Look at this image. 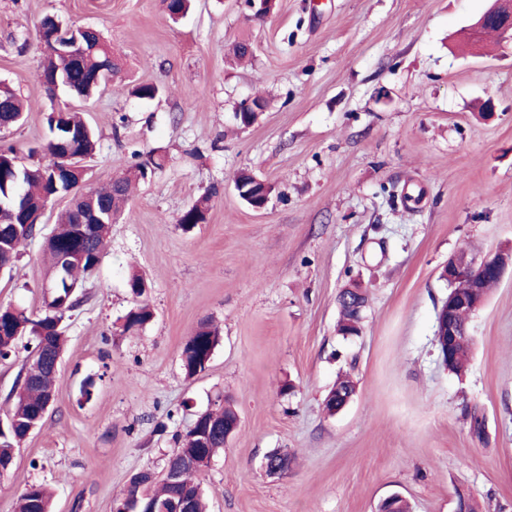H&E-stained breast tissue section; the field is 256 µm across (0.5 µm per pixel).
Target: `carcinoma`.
<instances>
[{
    "mask_svg": "<svg viewBox=\"0 0 512 512\" xmlns=\"http://www.w3.org/2000/svg\"><path fill=\"white\" fill-rule=\"evenodd\" d=\"M86 49L90 53L82 57L81 65L64 55L57 54L50 60L44 74L71 81L79 93L93 94L100 89L98 79L102 78L101 68L115 73L118 64L112 57L111 47L95 30L80 34ZM23 114V106L17 95L8 86L0 85V127L12 128L18 124ZM51 136L42 144L41 152L45 161L29 165L14 163L17 154L14 149L0 150V201L7 203L21 192L29 202L36 204L57 189H68L62 182L54 181L53 166L55 158L64 147L85 157H92L96 151L95 133L80 116L67 112L58 122L47 117ZM164 157L150 152L135 165L133 173L126 178L114 180L110 187L101 190L87 189L73 182L72 197L76 207L83 204L84 194H90L103 205L101 220L92 232L82 238L73 237L75 213L69 208L60 216L56 229L58 234L46 241L50 282L57 285L51 301L45 303L44 314L33 319L26 312L11 306H0V360H8L16 354L18 341L29 337L25 345L28 354L24 365L29 367L31 380L24 392L15 396L11 409L5 415L4 428H0V465L13 463L16 452L31 429L43 425L41 416L45 404L55 396L59 365L67 344V337L60 327L66 312L78 304L77 288L79 275L100 262L105 240L112 224L116 223L123 210V204L129 197L131 182L145 178L148 172L162 167ZM218 194V188L211 190L189 207L181 215L179 224H201L206 215L212 197ZM21 244L16 234H0V272L8 271L18 259ZM73 250L77 253L66 271L58 269L62 252ZM348 291H340L337 297L339 318L337 332L347 336L354 327L350 325L353 309L344 300ZM465 310L458 317L460 338L448 369L461 376L466 373L470 363L469 316ZM153 312L148 304L142 303L131 309L124 317L127 330L139 329L151 321ZM219 330L209 322H202L184 344L180 360L187 377H194L207 368L208 355L219 342ZM237 419L236 413L223 407L211 411L199 421L198 426L177 439V448L168 459V467L175 470L178 480L170 482L162 479L155 482L149 471L134 474L121 497L132 504L135 499L146 497L157 505L166 506L185 495L193 498L192 512H207V502L198 477L209 466L215 454L224 448V426L231 425ZM16 512H51V493L40 484L29 485L18 497Z\"/></svg>",
    "mask_w": 512,
    "mask_h": 512,
    "instance_id": "obj_1",
    "label": "carcinoma"
}]
</instances>
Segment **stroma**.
<instances>
[{
    "label": "stroma",
    "mask_w": 512,
    "mask_h": 512,
    "mask_svg": "<svg viewBox=\"0 0 512 512\" xmlns=\"http://www.w3.org/2000/svg\"><path fill=\"white\" fill-rule=\"evenodd\" d=\"M488 5L276 0L258 19L243 0H193L175 21L164 0H0V83L25 106L0 148L40 161L47 115L62 110L97 133L88 187L135 153L165 156L64 316L55 401L0 476V512L34 483L52 490L53 512H112L132 475L162 474L176 436L227 403L239 426L202 476L210 512H377L394 492L412 512H454L460 490L478 512H512L511 267L470 317L467 373L435 345L449 258L512 250V43L479 55L458 35ZM47 15L97 29L119 58L93 98L43 84ZM140 83L160 96H129ZM252 98L266 107L244 127L235 113ZM243 170L273 188L262 211L235 191ZM213 187L205 223L182 230ZM68 204L48 207L0 273V304L42 314V246ZM134 272L153 318L128 331ZM355 284L368 300L346 338L337 295ZM204 320L221 340L189 378L179 354ZM342 374L356 393L331 415ZM274 449L291 458L279 477L262 467Z\"/></svg>",
    "instance_id": "1"
}]
</instances>
